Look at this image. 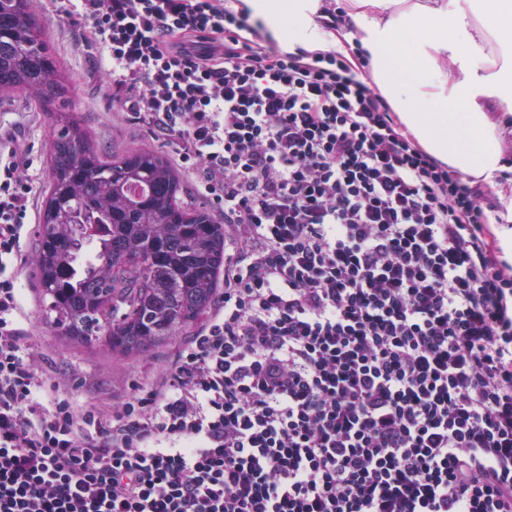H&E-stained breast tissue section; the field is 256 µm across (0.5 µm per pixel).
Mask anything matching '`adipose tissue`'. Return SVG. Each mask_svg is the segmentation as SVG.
Here are the masks:
<instances>
[{
	"label": "adipose tissue",
	"instance_id": "adipose-tissue-1",
	"mask_svg": "<svg viewBox=\"0 0 512 512\" xmlns=\"http://www.w3.org/2000/svg\"><path fill=\"white\" fill-rule=\"evenodd\" d=\"M308 50L358 39L373 79L420 146L500 191L512 154V0H346L335 30L324 0H238Z\"/></svg>",
	"mask_w": 512,
	"mask_h": 512
}]
</instances>
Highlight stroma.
Instances as JSON below:
<instances>
[{"instance_id": "1", "label": "stroma", "mask_w": 512, "mask_h": 512, "mask_svg": "<svg viewBox=\"0 0 512 512\" xmlns=\"http://www.w3.org/2000/svg\"><path fill=\"white\" fill-rule=\"evenodd\" d=\"M45 37L69 80V108L74 109L92 142L103 152L120 155L133 147L168 151L148 127L125 114L97 72L98 52L78 43L73 27L40 0H29ZM12 128L32 149V173L40 184L49 178L50 128L46 113L19 96L0 97V127ZM22 284L32 303L28 309L32 341L45 354L43 370L66 384L80 401L103 406L127 399L137 387L148 385L159 365L170 361L176 347L139 358L113 356L105 351L67 344L44 321V307L35 286L33 268H26Z\"/></svg>"}]
</instances>
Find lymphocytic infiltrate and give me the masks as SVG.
Segmentation results:
<instances>
[{
    "instance_id": "f902f5d3",
    "label": "lymphocytic infiltrate",
    "mask_w": 512,
    "mask_h": 512,
    "mask_svg": "<svg viewBox=\"0 0 512 512\" xmlns=\"http://www.w3.org/2000/svg\"><path fill=\"white\" fill-rule=\"evenodd\" d=\"M224 218V291L147 388L44 376L38 188L0 134V512H512L503 206L393 118L362 50L227 0H48Z\"/></svg>"
}]
</instances>
